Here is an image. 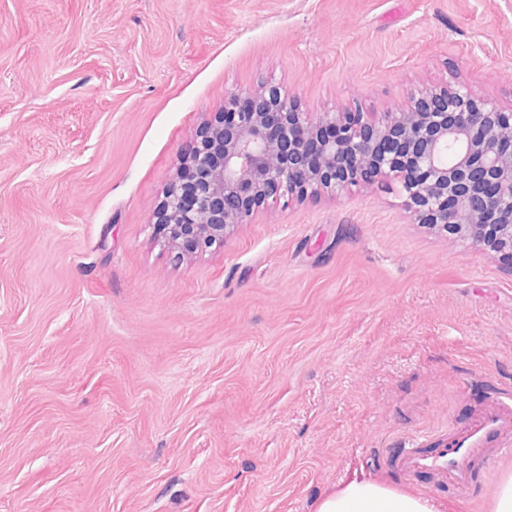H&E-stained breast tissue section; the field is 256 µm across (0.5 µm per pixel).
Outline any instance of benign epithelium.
Masks as SVG:
<instances>
[{"mask_svg":"<svg viewBox=\"0 0 512 512\" xmlns=\"http://www.w3.org/2000/svg\"><path fill=\"white\" fill-rule=\"evenodd\" d=\"M387 177L411 218L500 255L512 272V111L460 82L421 89L378 120L358 108L300 112L276 86L233 94L180 157L156 225L172 250L197 253L271 204Z\"/></svg>","mask_w":512,"mask_h":512,"instance_id":"1","label":"benign epithelium"}]
</instances>
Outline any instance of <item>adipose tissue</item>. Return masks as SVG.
I'll return each instance as SVG.
<instances>
[{
	"label": "adipose tissue",
	"mask_w": 512,
	"mask_h": 512,
	"mask_svg": "<svg viewBox=\"0 0 512 512\" xmlns=\"http://www.w3.org/2000/svg\"><path fill=\"white\" fill-rule=\"evenodd\" d=\"M315 512H448V507L372 478L355 477L323 493Z\"/></svg>",
	"instance_id": "ef3b65f1"
}]
</instances>
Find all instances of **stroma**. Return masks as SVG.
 <instances>
[{"instance_id":"35a3bbf8","label":"stroma","mask_w":512,"mask_h":512,"mask_svg":"<svg viewBox=\"0 0 512 512\" xmlns=\"http://www.w3.org/2000/svg\"><path fill=\"white\" fill-rule=\"evenodd\" d=\"M512 109V0H0V512H315L512 394V272L396 179L176 256L155 213L233 93Z\"/></svg>"}]
</instances>
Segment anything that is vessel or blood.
I'll return each mask as SVG.
<instances>
[{
	"label": "vessel or blood",
	"instance_id": "obj_1",
	"mask_svg": "<svg viewBox=\"0 0 512 512\" xmlns=\"http://www.w3.org/2000/svg\"><path fill=\"white\" fill-rule=\"evenodd\" d=\"M491 455L512 456V400L491 401L437 445H430L425 435L411 438L396 462L407 479L432 475L469 495L476 484L479 462Z\"/></svg>",
	"mask_w": 512,
	"mask_h": 512
}]
</instances>
